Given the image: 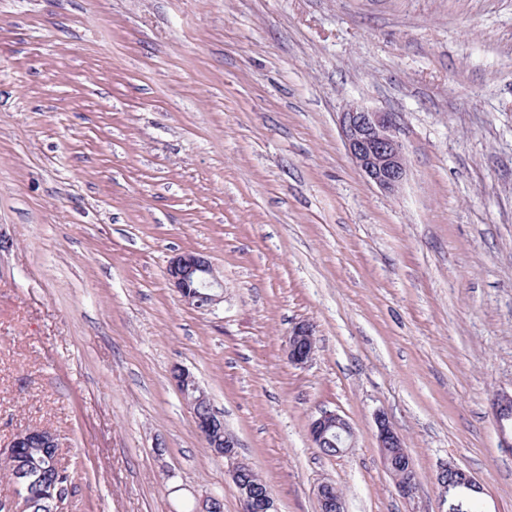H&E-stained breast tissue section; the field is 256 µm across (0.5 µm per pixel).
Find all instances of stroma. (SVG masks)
<instances>
[{
    "instance_id": "stroma-1",
    "label": "stroma",
    "mask_w": 512,
    "mask_h": 512,
    "mask_svg": "<svg viewBox=\"0 0 512 512\" xmlns=\"http://www.w3.org/2000/svg\"><path fill=\"white\" fill-rule=\"evenodd\" d=\"M357 103L399 117L397 195L346 152ZM183 251L214 308L170 285ZM177 365L278 512H319L324 483L345 512H444L448 461L476 512H512L490 408L512 393V0H0V448L56 432L62 512H242ZM325 411L345 454L309 437ZM170 284L181 298L195 308L208 310L223 298L212 263L205 257L183 252L174 256L166 269ZM288 360L295 365L308 363L315 351V337L307 323L293 327L286 340ZM309 434L316 448L334 446L337 449L336 455L352 448L353 428L347 419L335 412H322L312 420ZM376 437L378 448H380L383 462H387L386 457L390 448H403L402 438L386 418L385 414H377L375 417ZM436 481L442 489L444 502L448 503V488L459 489L468 497L482 493L481 483L473 475L451 463L442 464L437 472Z\"/></svg>"
}]
</instances>
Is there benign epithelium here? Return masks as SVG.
Here are the masks:
<instances>
[{
  "mask_svg": "<svg viewBox=\"0 0 512 512\" xmlns=\"http://www.w3.org/2000/svg\"><path fill=\"white\" fill-rule=\"evenodd\" d=\"M339 127L347 154L366 181L386 193L398 192L407 175V161L398 136L397 114L353 105L340 113ZM166 272L170 284L188 304L208 310L221 301L219 290L222 284L207 258L193 252L180 253L170 260ZM286 351L288 360L295 365H304L311 360L315 337L308 324L299 323L293 327L286 340ZM179 371L180 377L175 380L179 392L186 396L198 390L194 375L185 367ZM493 409L501 432H506V424L512 419V395L498 394L493 400ZM194 420L201 436L209 439L212 451L227 461L242 502V512H277L270 492L249 481L252 468L239 458L238 441L224 430V419L213 412L205 420L197 416ZM375 425L378 448L386 462L389 449L403 447L402 438L383 413L376 415ZM309 434L318 448L329 445L343 454L352 447L353 428L347 419L335 412L325 411L312 420ZM56 445V434L40 429L27 434L16 433L7 447L0 448V459L13 460V482L18 490L14 498L0 501V512H29L27 489L33 483L37 469L32 455L40 453L49 458ZM403 465L408 477L397 481L396 487L403 498L411 500L416 495L415 470L408 457L403 459ZM436 481L445 497L450 488L471 498L482 493L479 480L452 463L439 467ZM329 488L330 485L323 484L318 489L320 512H342L341 501L331 498Z\"/></svg>",
  "mask_w": 512,
  "mask_h": 512,
  "instance_id": "1",
  "label": "benign epithelium"
}]
</instances>
